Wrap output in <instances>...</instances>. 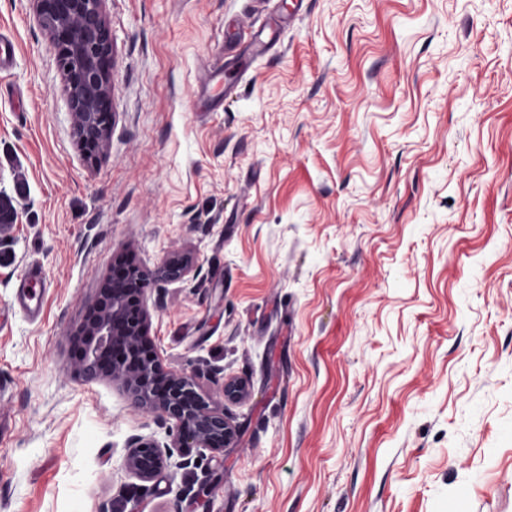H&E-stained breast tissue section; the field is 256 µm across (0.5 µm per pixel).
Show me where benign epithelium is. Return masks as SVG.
I'll use <instances>...</instances> for the list:
<instances>
[{"instance_id": "7a95c632", "label": "benign epithelium", "mask_w": 512, "mask_h": 512, "mask_svg": "<svg viewBox=\"0 0 512 512\" xmlns=\"http://www.w3.org/2000/svg\"><path fill=\"white\" fill-rule=\"evenodd\" d=\"M38 24L74 63L62 67L63 91L72 114L73 132L88 158L104 152L111 130L114 60L112 33L105 0H32ZM184 254L169 257L153 270L134 268L126 278L107 279L93 310L85 315L76 334L87 338L78 365L88 381L110 377L119 383L140 411L174 422L179 448L222 451L234 444L237 430L224 405L201 394L192 376L167 370L156 352L142 355L148 333L149 310L144 288L153 280H179L190 268ZM123 350L129 362L112 360ZM249 394L241 379H227L222 395L240 401ZM169 466V456L152 436H135L128 442L126 470L150 481Z\"/></svg>"}]
</instances>
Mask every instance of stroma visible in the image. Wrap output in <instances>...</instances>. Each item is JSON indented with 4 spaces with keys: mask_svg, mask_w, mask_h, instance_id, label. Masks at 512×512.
I'll list each match as a JSON object with an SVG mask.
<instances>
[{
    "mask_svg": "<svg viewBox=\"0 0 512 512\" xmlns=\"http://www.w3.org/2000/svg\"><path fill=\"white\" fill-rule=\"evenodd\" d=\"M106 153L0 0V512H512V0H106ZM284 27L244 59L250 32ZM165 367L238 440L124 468L136 411L75 369L117 262ZM48 286L13 301L28 263ZM15 288V303L29 314L37 316L42 303L43 290L47 288L41 267L35 262L29 263L18 277Z\"/></svg>",
    "mask_w": 512,
    "mask_h": 512,
    "instance_id": "obj_1",
    "label": "stroma"
}]
</instances>
